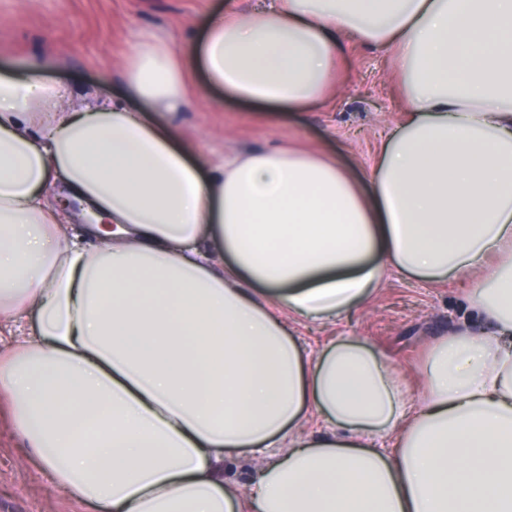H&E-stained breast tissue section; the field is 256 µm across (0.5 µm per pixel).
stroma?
<instances>
[{
  "label": "stroma",
  "instance_id": "35a3bbf8",
  "mask_svg": "<svg viewBox=\"0 0 512 512\" xmlns=\"http://www.w3.org/2000/svg\"><path fill=\"white\" fill-rule=\"evenodd\" d=\"M225 0H0V71H18L47 58L45 80L62 85L76 105L94 95L130 102L123 61L147 31L168 37L174 48L193 43L207 16ZM350 78L329 104L313 112L263 117L254 108L216 92L181 112L147 110L154 123L185 140L199 158L229 156L280 143L336 155L361 174L382 136L401 118L394 105L398 63L379 51L348 49ZM471 284L451 280L430 286L391 274L370 302L332 325L287 316L308 349L355 338L381 352L423 394L418 368L435 338L447 335L468 313ZM269 460L265 451L228 449L224 479L249 489ZM0 512H86L27 458L5 396H0Z\"/></svg>",
  "mask_w": 512,
  "mask_h": 512
}]
</instances>
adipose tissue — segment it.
I'll return each mask as SVG.
<instances>
[{
  "label": "adipose tissue",
  "mask_w": 512,
  "mask_h": 512,
  "mask_svg": "<svg viewBox=\"0 0 512 512\" xmlns=\"http://www.w3.org/2000/svg\"><path fill=\"white\" fill-rule=\"evenodd\" d=\"M394 55L402 118L368 172L274 146L199 161L107 98L0 73V393L33 463L90 512H512V0H257L184 48L153 33L129 91L326 106L346 43ZM111 237L86 248L47 186ZM476 276L419 405L353 338L309 351L387 273ZM317 415L327 435L302 433ZM228 448L272 449L249 491Z\"/></svg>",
  "instance_id": "1"
}]
</instances>
